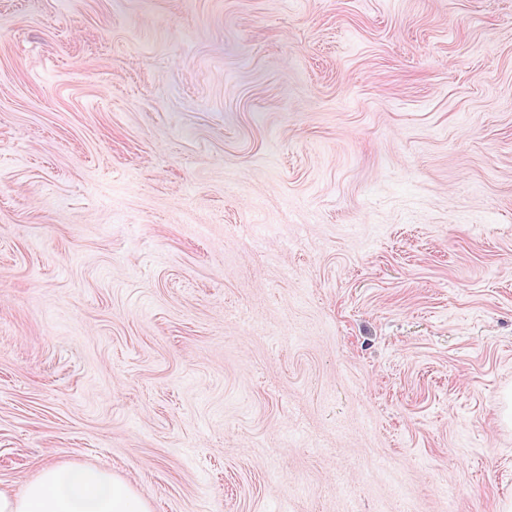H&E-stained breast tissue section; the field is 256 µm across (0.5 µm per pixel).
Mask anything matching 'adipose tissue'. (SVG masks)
<instances>
[{
    "mask_svg": "<svg viewBox=\"0 0 512 512\" xmlns=\"http://www.w3.org/2000/svg\"><path fill=\"white\" fill-rule=\"evenodd\" d=\"M0 512H151V506L110 472L49 465L22 491L0 488Z\"/></svg>",
    "mask_w": 512,
    "mask_h": 512,
    "instance_id": "ef3b65f1",
    "label": "adipose tissue"
}]
</instances>
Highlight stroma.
Segmentation results:
<instances>
[{
	"instance_id": "obj_1",
	"label": "stroma",
	"mask_w": 512,
	"mask_h": 512,
	"mask_svg": "<svg viewBox=\"0 0 512 512\" xmlns=\"http://www.w3.org/2000/svg\"><path fill=\"white\" fill-rule=\"evenodd\" d=\"M511 390L512 0H0L1 487L512 512Z\"/></svg>"
}]
</instances>
